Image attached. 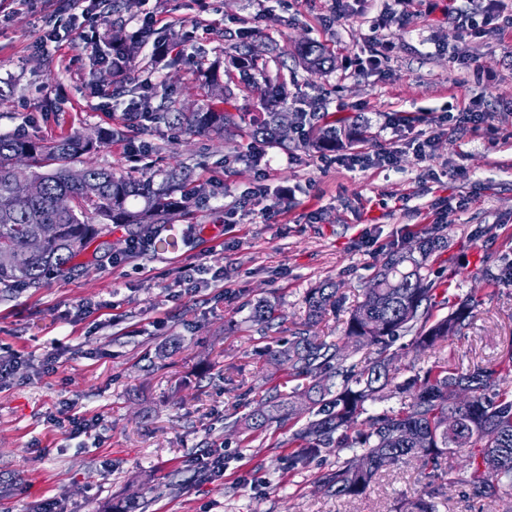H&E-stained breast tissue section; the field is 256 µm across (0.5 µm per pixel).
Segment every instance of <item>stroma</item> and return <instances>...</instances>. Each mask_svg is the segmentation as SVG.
<instances>
[{
    "instance_id": "1",
    "label": "stroma",
    "mask_w": 512,
    "mask_h": 512,
    "mask_svg": "<svg viewBox=\"0 0 512 512\" xmlns=\"http://www.w3.org/2000/svg\"><path fill=\"white\" fill-rule=\"evenodd\" d=\"M13 8L0 22V133L21 124L45 138L108 131L111 139L91 162L157 180L182 169L209 195L163 226V234L177 235L176 248L153 245L113 265L128 236L119 228L41 287L0 290V344L22 356L10 384L0 387V512H47L53 501L61 512H110L131 498L146 512H403L426 492L437 493L440 512H512V494L468 497L471 471L459 454L442 462L453 486L431 484L413 459L379 471L365 494L338 498L316 483L335 466V454L311 459L302 471L290 466V439L308 413L250 438L230 427L272 392H301V381L274 355L300 329L310 289L339 285L338 309L314 333L342 341L348 312L362 301L376 265L422 236L437 243L428 261L434 317L469 294L479 305L466 328L435 349L397 337L392 348L402 367L439 360L467 373L512 358V284L487 278L512 263V35L463 33L420 0H403L404 23L389 19L386 0H350L352 18L339 21L330 0H211L206 12L196 0H128L108 13L104 25L127 31L153 11L169 27L195 32L193 59H171L155 73L144 53L131 72L134 81L163 84L181 105L201 98L197 63L223 59L234 42L231 30L245 26L254 45L271 46L263 65L289 112L301 102L319 104L322 124L358 126V145L371 154L393 138L385 118L395 110L419 117V130L434 138L430 158L407 150L382 170L333 163L297 135L271 148L264 176L244 156V131L218 138L130 127L128 97L112 92L116 76L92 90L82 40L49 52L36 48L61 0H15ZM375 32L391 45L383 67L354 75ZM308 39L326 47L335 68L311 74L289 57ZM456 48L469 67H449ZM470 99L489 114L477 131L422 120ZM140 138L152 151L135 168L122 143ZM280 185L292 188L288 201L278 200ZM261 187L277 210L269 224L239 204ZM441 199L450 211L438 224L430 206ZM222 205L237 210L229 235L219 224ZM189 263L223 265L224 278L179 294L181 268ZM261 297L275 301L279 323L264 339L246 321L248 302ZM53 350L61 363L47 373L43 361ZM67 406L92 419L86 434L51 426ZM210 448L223 452L224 473L207 479L196 475L194 461Z\"/></svg>"
}]
</instances>
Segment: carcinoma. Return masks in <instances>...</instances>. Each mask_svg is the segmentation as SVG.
<instances>
[{
  "mask_svg": "<svg viewBox=\"0 0 512 512\" xmlns=\"http://www.w3.org/2000/svg\"><path fill=\"white\" fill-rule=\"evenodd\" d=\"M153 37L129 40L105 34L90 55L98 64L121 58L134 65ZM233 67L249 80L258 68L250 37L230 49ZM296 56L311 73L332 64L331 56L315 40L302 42ZM206 99L198 107L175 110L167 101L152 108L158 123L177 124L188 132L222 135L228 128L246 127L254 140L283 146L280 112L240 111L230 85L219 84L214 72L205 76ZM112 133L89 136L73 131L57 139L0 134V288L39 287L53 274L64 271L93 241L113 224L137 226L153 238L154 224H167L177 210L190 206L191 195L183 190L188 174L170 171L160 182L151 177L134 178L99 167L87 160ZM20 181L38 182L41 192L31 198L14 195ZM45 224L55 225L53 236L41 249L31 252L29 240ZM435 241H419L421 259L401 250L387 253L364 293L350 312L345 339L354 350L378 349L377 358L362 369L345 365L339 344H328L309 335L328 310L336 308L337 288L327 283L313 288L305 299L304 328L295 332L288 347L277 352L289 375L307 382L301 395L314 419L296 432L299 445L291 466L303 469L310 459L334 448L352 455L336 461V468L322 473L317 484L337 497H354L370 487L384 467L416 459L434 474L449 453L464 452L472 458L473 471L467 485L475 499L491 498L512 489V396L486 390L495 372L459 373L435 363L425 370L405 375L390 352L393 339L405 333L426 350L466 328L479 300L463 298L448 315L432 319L433 285L426 273L427 256ZM275 304L265 298L250 303L248 321L257 331L268 333L276 321ZM342 378L341 387L333 379ZM398 397V410L368 413L367 403ZM296 409L290 397L275 395L253 411L245 429L255 433L273 423L292 419ZM368 468L356 467L358 458Z\"/></svg>",
  "mask_w": 512,
  "mask_h": 512,
  "instance_id": "cac0c4a2",
  "label": "carcinoma"
}]
</instances>
